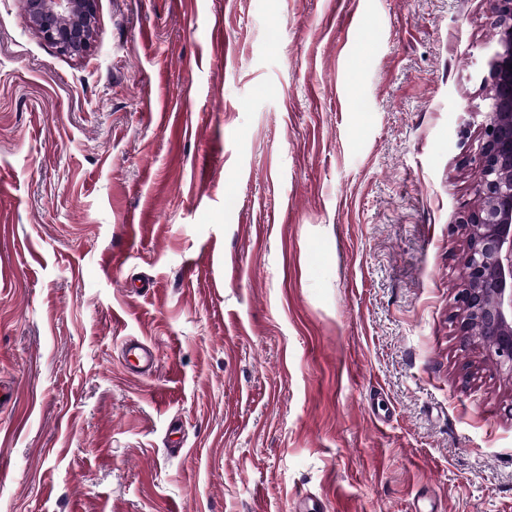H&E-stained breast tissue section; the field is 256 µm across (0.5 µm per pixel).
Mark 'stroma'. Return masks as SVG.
Here are the masks:
<instances>
[{
  "label": "stroma",
  "mask_w": 512,
  "mask_h": 512,
  "mask_svg": "<svg viewBox=\"0 0 512 512\" xmlns=\"http://www.w3.org/2000/svg\"><path fill=\"white\" fill-rule=\"evenodd\" d=\"M492 11L98 0L71 55L0 0V512H512L456 319ZM123 361L125 367L135 374H144L149 371L155 357L152 349L139 340H129L123 345Z\"/></svg>",
  "instance_id": "1"
}]
</instances>
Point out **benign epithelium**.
Wrapping results in <instances>:
<instances>
[{"label":"benign epithelium","instance_id":"benign-epithelium-1","mask_svg":"<svg viewBox=\"0 0 512 512\" xmlns=\"http://www.w3.org/2000/svg\"><path fill=\"white\" fill-rule=\"evenodd\" d=\"M494 51L481 78L477 205L461 221L464 284L460 326L512 378V0H493ZM29 24L73 55L92 43L96 0H24Z\"/></svg>","mask_w":512,"mask_h":512}]
</instances>
